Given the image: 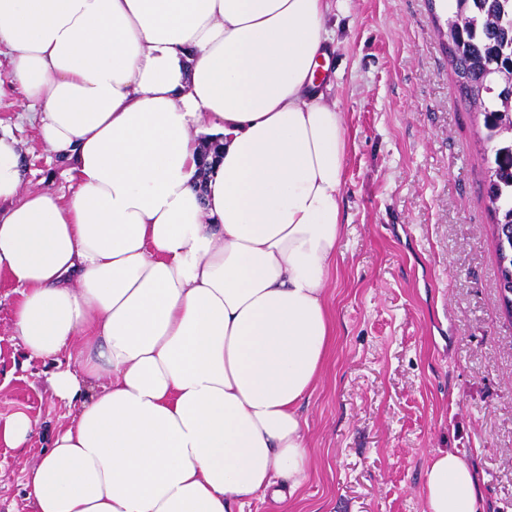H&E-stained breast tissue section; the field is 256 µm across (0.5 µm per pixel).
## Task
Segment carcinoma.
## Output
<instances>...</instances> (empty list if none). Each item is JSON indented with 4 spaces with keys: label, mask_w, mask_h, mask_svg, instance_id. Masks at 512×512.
Instances as JSON below:
<instances>
[{
    "label": "carcinoma",
    "mask_w": 512,
    "mask_h": 512,
    "mask_svg": "<svg viewBox=\"0 0 512 512\" xmlns=\"http://www.w3.org/2000/svg\"><path fill=\"white\" fill-rule=\"evenodd\" d=\"M461 98L482 117L486 195L499 278L512 275V165L499 153L512 146L498 127L512 123V0H448L445 27L439 29Z\"/></svg>",
    "instance_id": "1"
}]
</instances>
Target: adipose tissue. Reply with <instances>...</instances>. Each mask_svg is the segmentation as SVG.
<instances>
[{"instance_id":"ef3b65f1","label":"adipose tissue","mask_w":512,"mask_h":512,"mask_svg":"<svg viewBox=\"0 0 512 512\" xmlns=\"http://www.w3.org/2000/svg\"><path fill=\"white\" fill-rule=\"evenodd\" d=\"M329 11L0 0L10 82L73 182L23 189L18 142L0 134L12 337L75 412L25 471L32 512H232L303 488L299 406L332 342L344 232L347 132L314 80ZM421 493L425 512H484L448 449Z\"/></svg>"}]
</instances>
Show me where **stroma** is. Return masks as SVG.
Segmentation results:
<instances>
[{
  "instance_id": "1",
  "label": "stroma",
  "mask_w": 512,
  "mask_h": 512,
  "mask_svg": "<svg viewBox=\"0 0 512 512\" xmlns=\"http://www.w3.org/2000/svg\"><path fill=\"white\" fill-rule=\"evenodd\" d=\"M444 0H331L328 99L347 131L343 235L328 282L334 341L301 407L311 466L301 494L255 496L243 512H424L432 452L476 471L486 512H512V322L503 313L485 198L483 126L461 99L437 36ZM0 55V128L18 141L24 185L67 193V165L26 119ZM19 299L0 275V512H30L24 469L67 413L47 364L11 337ZM35 428L36 424L30 416L19 411L0 426V438L11 447L19 448L29 441Z\"/></svg>"
}]
</instances>
